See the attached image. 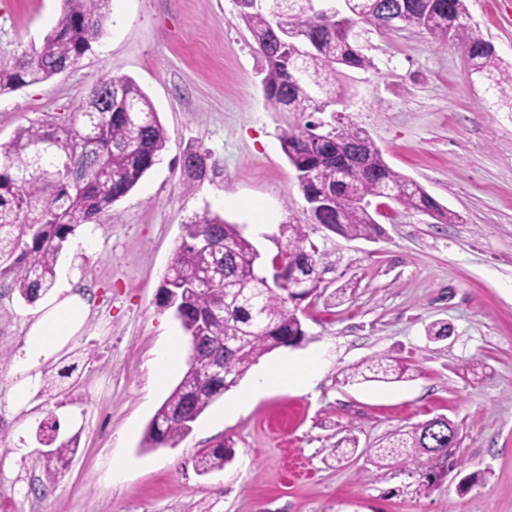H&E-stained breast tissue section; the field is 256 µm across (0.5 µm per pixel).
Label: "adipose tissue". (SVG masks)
Returning a JSON list of instances; mask_svg holds the SVG:
<instances>
[{"label": "adipose tissue", "mask_w": 512, "mask_h": 512, "mask_svg": "<svg viewBox=\"0 0 512 512\" xmlns=\"http://www.w3.org/2000/svg\"><path fill=\"white\" fill-rule=\"evenodd\" d=\"M90 313L89 300L67 283L53 297L39 302L35 316L24 326L12 361L13 382L7 394L11 412L20 413L30 407L39 388L42 367L82 332ZM318 371L319 360L314 356L277 364L256 380L254 390L260 393L272 384L305 390L313 385Z\"/></svg>", "instance_id": "obj_1"}]
</instances>
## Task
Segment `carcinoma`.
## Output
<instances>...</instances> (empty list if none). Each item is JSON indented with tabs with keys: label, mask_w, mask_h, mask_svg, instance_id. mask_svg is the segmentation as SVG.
I'll list each match as a JSON object with an SVG mask.
<instances>
[{
	"label": "carcinoma",
	"mask_w": 512,
	"mask_h": 512,
	"mask_svg": "<svg viewBox=\"0 0 512 512\" xmlns=\"http://www.w3.org/2000/svg\"><path fill=\"white\" fill-rule=\"evenodd\" d=\"M280 16L237 4L240 19L253 37L265 62L262 79L265 98L273 112H286L304 123L286 125L279 141L294 168L308 205L311 223L326 234L347 240H374L384 233L378 212L362 200H395L420 211L438 224H453L457 215L438 203L417 182L391 168L365 130L351 122L327 124L317 115L343 104L331 87L336 66L371 70L375 64L359 48L355 36L318 6L317 0H273ZM353 24L389 29L387 11H398L403 27L426 33L433 42L453 41L464 51L468 73L512 102V70L500 65L494 49L472 32L464 0H348ZM109 15V0H65L62 14L41 48L11 61H0V95L45 81L76 66L92 50ZM120 88L102 103L99 88ZM108 110L98 115L101 125L93 150L78 149L80 129L63 123L32 122L0 145V274L26 303L48 293L56 279L59 256L69 236L81 226L98 224L112 205L125 197L161 160L167 133L148 96L127 77H102L92 87L83 112ZM196 146L184 151L180 166L185 190L204 180L196 163ZM279 239L288 259L279 270L278 288L265 283L280 253L254 262L255 243L237 224L209 211L183 226L174 253V269L162 282V307H176L186 336H201L205 347L189 354L187 370L156 411L162 427L147 426L146 448H173L192 430V424L224 392L235 387L252 366L281 347L297 346L307 333L302 304L321 295L323 274L330 269V254L311 240L304 224H282ZM240 345L224 355L226 373L203 383L208 356L224 348V337ZM81 355L42 374L41 392L59 396L74 388L73 374ZM409 367L386 357L371 358L350 368L349 383L398 382L410 378ZM59 427L43 421L38 435L52 450L36 459L48 482L69 467L78 448V435L58 439ZM454 435L456 440L448 439ZM458 425L436 417L407 430H395L367 449L366 463L377 468L396 466L417 474L429 485L465 462L458 454ZM232 450L209 448L194 460L200 474L224 469Z\"/></svg>",
	"instance_id": "1"
}]
</instances>
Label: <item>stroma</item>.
<instances>
[{
	"label": "stroma",
	"mask_w": 512,
	"mask_h": 512,
	"mask_svg": "<svg viewBox=\"0 0 512 512\" xmlns=\"http://www.w3.org/2000/svg\"><path fill=\"white\" fill-rule=\"evenodd\" d=\"M468 22L504 65L512 64V0H465ZM63 0H0V60L39 49ZM358 44L375 70L339 67L349 95L342 115L365 129L395 171L422 185L460 220L438 224L390 204L382 238L326 236L309 221L279 134L288 116L270 111L263 61L234 0H112L102 36L72 69L0 95V143L30 122L81 105L103 76L133 79L168 135L163 160L100 224L70 236L56 271L77 274L93 312L70 350L93 352L71 396L35 397L28 418L0 398V507L5 512H512V110L470 82L459 46L437 45L412 28L364 29ZM215 168L183 188L188 145ZM242 227L275 253L280 225L308 227L332 254L329 288L352 282L353 299L317 302L304 313L306 341L265 355L240 382L247 389L272 363L318 355L312 390L270 389L237 415L208 407L173 448L142 445L147 425L179 383L155 386L151 361L183 330L159 304V287L182 226L204 210ZM267 221L256 224V215ZM0 352L14 353L31 307L0 277ZM451 334L428 340L425 328ZM373 356L417 367L403 382L348 384L346 370ZM471 359L478 377L455 368ZM446 416L460 430L466 472L432 487L396 469L361 478L363 457L336 463L337 441L361 448L396 429ZM78 435L70 468L46 483L32 465L43 450L40 422ZM232 442L223 470L198 474L197 454ZM126 468L113 474V458Z\"/></svg>",
	"instance_id": "35a3bbf8"
}]
</instances>
